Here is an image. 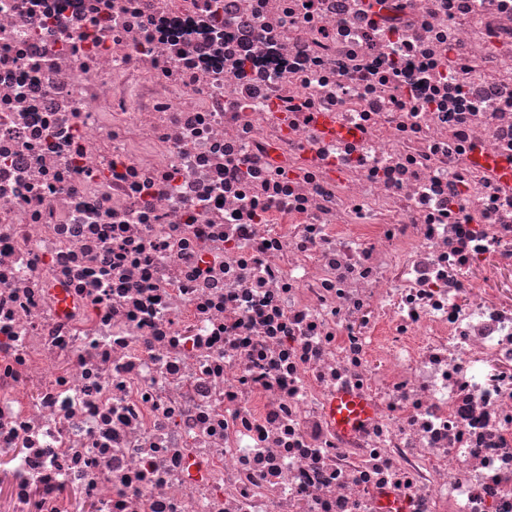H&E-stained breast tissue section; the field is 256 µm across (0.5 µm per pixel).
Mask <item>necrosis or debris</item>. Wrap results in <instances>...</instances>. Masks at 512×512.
<instances>
[{"label":"necrosis or debris","mask_w":512,"mask_h":512,"mask_svg":"<svg viewBox=\"0 0 512 512\" xmlns=\"http://www.w3.org/2000/svg\"><path fill=\"white\" fill-rule=\"evenodd\" d=\"M509 163L512 0H0V505L512 512ZM330 411L337 428L349 432L366 419L368 406L352 396L342 395L331 403Z\"/></svg>","instance_id":"obj_1"}]
</instances>
